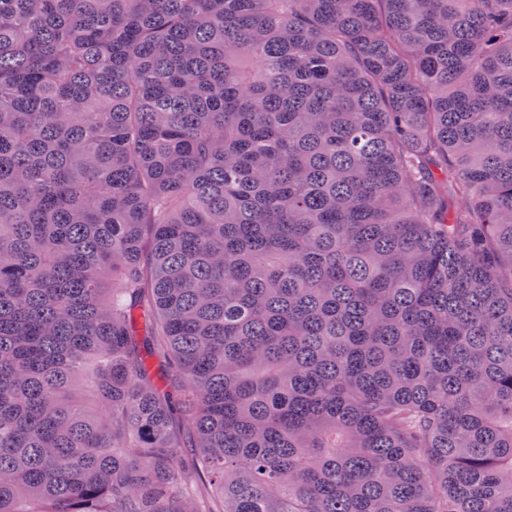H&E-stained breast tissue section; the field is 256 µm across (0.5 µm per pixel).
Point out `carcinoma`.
Instances as JSON below:
<instances>
[{
    "label": "carcinoma",
    "instance_id": "obj_1",
    "mask_svg": "<svg viewBox=\"0 0 512 512\" xmlns=\"http://www.w3.org/2000/svg\"><path fill=\"white\" fill-rule=\"evenodd\" d=\"M512 512V0H0V512Z\"/></svg>",
    "mask_w": 512,
    "mask_h": 512
}]
</instances>
